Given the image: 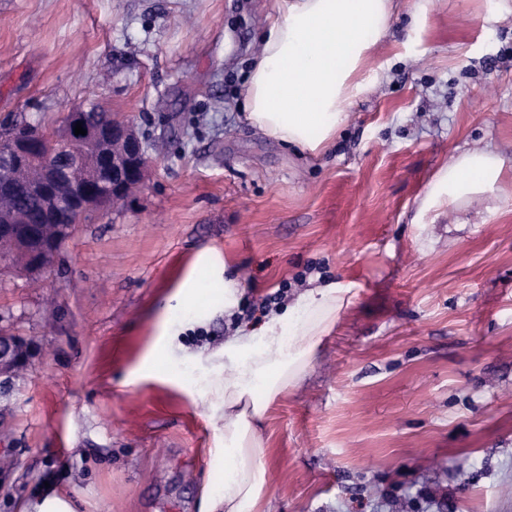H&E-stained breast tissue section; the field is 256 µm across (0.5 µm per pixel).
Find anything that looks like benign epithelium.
Masks as SVG:
<instances>
[{"label": "benign epithelium", "mask_w": 512, "mask_h": 512, "mask_svg": "<svg viewBox=\"0 0 512 512\" xmlns=\"http://www.w3.org/2000/svg\"><path fill=\"white\" fill-rule=\"evenodd\" d=\"M82 123L84 135L74 134ZM0 270L41 287L40 276L59 263L62 244L79 221L129 202L145 183L150 155L166 153L163 139L148 142L133 121L101 117L78 104L54 129L27 124L0 128ZM68 210L70 224L51 216ZM54 350L35 336L0 329V475L14 472L12 433L5 412L18 380L32 372L33 359Z\"/></svg>", "instance_id": "1"}]
</instances>
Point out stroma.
Returning <instances> with one entry per match:
<instances>
[{
	"label": "stroma",
	"mask_w": 512,
	"mask_h": 512,
	"mask_svg": "<svg viewBox=\"0 0 512 512\" xmlns=\"http://www.w3.org/2000/svg\"><path fill=\"white\" fill-rule=\"evenodd\" d=\"M416 4L373 52L381 81L305 156L242 107L271 0H0V120L94 100L168 143L43 273L54 328L0 275V325L55 351L13 392L0 512L47 483L72 512H212L224 409L203 411L201 385L237 333L223 302L166 320L177 380L127 381L178 284L210 278L203 253L244 308L350 290L261 424L271 512H512V186L465 224L421 207L457 150L512 161V0H435L417 30Z\"/></svg>",
	"instance_id": "35a3bbf8"
}]
</instances>
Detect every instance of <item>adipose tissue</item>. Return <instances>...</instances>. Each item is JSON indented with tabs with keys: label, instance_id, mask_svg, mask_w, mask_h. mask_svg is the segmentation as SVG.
Instances as JSON below:
<instances>
[{
	"label": "adipose tissue",
	"instance_id": "adipose-tissue-1",
	"mask_svg": "<svg viewBox=\"0 0 512 512\" xmlns=\"http://www.w3.org/2000/svg\"><path fill=\"white\" fill-rule=\"evenodd\" d=\"M395 12V0H273L246 82L251 124L270 139L319 153L347 105L376 83L372 53ZM507 170L492 149L458 153L439 170L423 205L466 211L476 198L500 191ZM347 303L339 286L308 289L283 314L225 345L223 372L203 400L224 405V481L211 495L224 512H266V442L255 422L302 380Z\"/></svg>",
	"mask_w": 512,
	"mask_h": 512
}]
</instances>
